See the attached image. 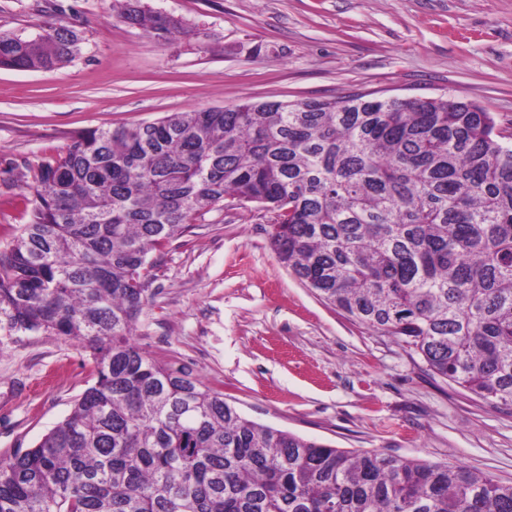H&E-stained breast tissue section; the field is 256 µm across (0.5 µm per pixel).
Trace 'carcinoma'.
Returning a JSON list of instances; mask_svg holds the SVG:
<instances>
[{
	"label": "carcinoma",
	"instance_id": "cac0c4a2",
	"mask_svg": "<svg viewBox=\"0 0 512 512\" xmlns=\"http://www.w3.org/2000/svg\"><path fill=\"white\" fill-rule=\"evenodd\" d=\"M114 16L182 29L139 0ZM63 21L0 31V66L81 52ZM512 132L454 96L253 101L77 134L41 161L0 249V332L84 342L95 383L0 463V512H512L463 466L342 450L251 421L133 341L158 251L231 196L273 214L280 263L437 375L512 406Z\"/></svg>",
	"mask_w": 512,
	"mask_h": 512
}]
</instances>
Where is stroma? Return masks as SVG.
Here are the masks:
<instances>
[{"instance_id": "stroma-1", "label": "stroma", "mask_w": 512, "mask_h": 512, "mask_svg": "<svg viewBox=\"0 0 512 512\" xmlns=\"http://www.w3.org/2000/svg\"><path fill=\"white\" fill-rule=\"evenodd\" d=\"M175 39L116 20L112 0H0V30L58 20L83 50L52 71L0 68V247L28 220L38 163L95 127L246 99L453 95L512 123V0H141ZM271 215L225 199L155 253L134 340L245 417L344 450L461 465L512 483V407L434 374L350 320L272 251ZM72 337L0 332V460L61 422L93 384Z\"/></svg>"}]
</instances>
